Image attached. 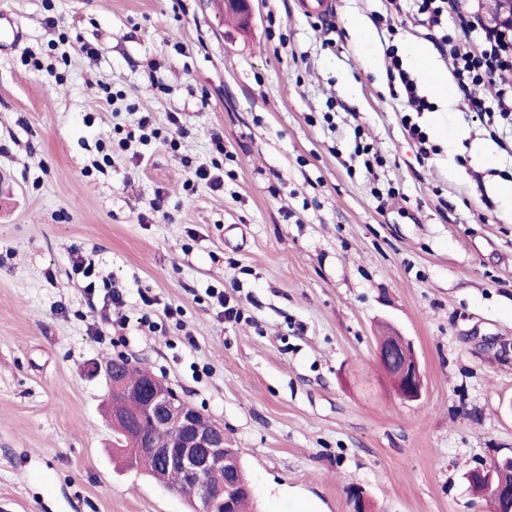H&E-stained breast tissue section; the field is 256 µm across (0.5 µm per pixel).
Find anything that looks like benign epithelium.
I'll list each match as a JSON object with an SVG mask.
<instances>
[{
    "mask_svg": "<svg viewBox=\"0 0 512 512\" xmlns=\"http://www.w3.org/2000/svg\"><path fill=\"white\" fill-rule=\"evenodd\" d=\"M224 10L234 15L240 27H249L252 19L249 0H223ZM381 361L389 367V377L397 396L404 401H417L422 396L423 375L411 347L401 336H387L377 349ZM130 402L131 413L115 419L118 427L131 438L132 448L140 457L156 462L164 474L180 472L200 475L222 470L228 480L211 488L201 512H226L230 492L229 479L239 469V458L224 442V425L182 399L151 372L145 370L138 382L130 385L122 380L113 383ZM145 414L157 424L175 431V440L163 448L143 434L135 417ZM493 512H512V486L490 485Z\"/></svg>",
    "mask_w": 512,
    "mask_h": 512,
    "instance_id": "1",
    "label": "benign epithelium"
}]
</instances>
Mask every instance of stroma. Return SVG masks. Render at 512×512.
Masks as SVG:
<instances>
[{
  "label": "stroma",
  "instance_id": "stroma-1",
  "mask_svg": "<svg viewBox=\"0 0 512 512\" xmlns=\"http://www.w3.org/2000/svg\"><path fill=\"white\" fill-rule=\"evenodd\" d=\"M252 9L243 30L220 0H0V26L25 33L0 49L12 512H190L112 447L105 366L118 356L223 423L256 512H353L355 490L370 512H489L465 474L512 455V199L496 192L512 182V125L488 132L470 99L493 103L496 88L417 115L436 148L425 157L391 58L453 63L414 0H336L330 24L297 0ZM173 112L185 133L172 144ZM145 113L157 139L95 169L100 145ZM359 143L383 159L376 180ZM200 166L218 167L223 190L188 185ZM374 186L395 199L378 207ZM113 287L121 327L102 320ZM391 327L419 362V401L377 359Z\"/></svg>",
  "mask_w": 512,
  "mask_h": 512
}]
</instances>
